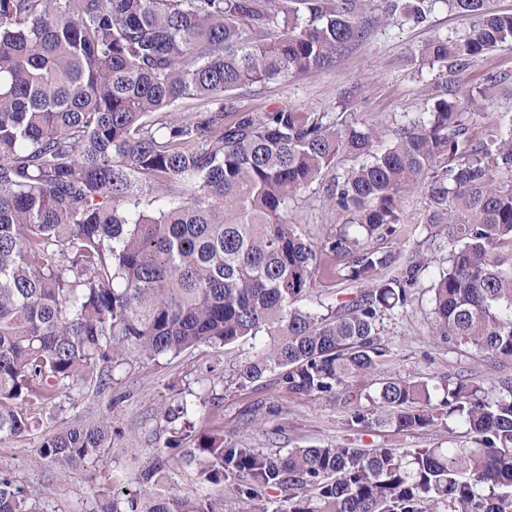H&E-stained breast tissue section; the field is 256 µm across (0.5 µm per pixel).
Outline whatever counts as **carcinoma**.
I'll use <instances>...</instances> for the list:
<instances>
[{
    "instance_id": "carcinoma-1",
    "label": "carcinoma",
    "mask_w": 512,
    "mask_h": 512,
    "mask_svg": "<svg viewBox=\"0 0 512 512\" xmlns=\"http://www.w3.org/2000/svg\"><path fill=\"white\" fill-rule=\"evenodd\" d=\"M474 17L464 37L418 49L452 67L509 43L512 12L490 0H384L415 23L432 5ZM355 0H0V443L39 428L70 383L101 384L130 351L153 360L198 344L258 341L237 384L276 373L293 394L336 393L379 377L351 424L417 430L434 420L428 383L386 374L380 322L412 303L432 260L372 240L395 238L401 198L424 189L422 229L442 235L448 266L432 280L431 336L512 360V124L471 143L480 91L456 87L426 122L391 143L321 114L279 107L224 122V97L329 67L366 27ZM185 107L180 112L178 108ZM358 166L328 192L341 223L320 234L289 217L342 153ZM365 286L337 306L322 293ZM440 403L463 448L311 446L285 456L200 437V477L288 491L291 512H512V376L491 400L448 376ZM112 448V423L43 437L58 475ZM158 451L135 494L97 491L93 512H219L216 501L157 493ZM0 512H46L0 472Z\"/></svg>"
}]
</instances>
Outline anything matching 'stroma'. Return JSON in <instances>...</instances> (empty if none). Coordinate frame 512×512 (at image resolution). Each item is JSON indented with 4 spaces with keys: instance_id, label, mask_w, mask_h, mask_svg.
Segmentation results:
<instances>
[{
    "instance_id": "1",
    "label": "stroma",
    "mask_w": 512,
    "mask_h": 512,
    "mask_svg": "<svg viewBox=\"0 0 512 512\" xmlns=\"http://www.w3.org/2000/svg\"><path fill=\"white\" fill-rule=\"evenodd\" d=\"M382 2L357 0L356 15L365 22L367 33L333 66L237 91L232 98L235 111L256 114L293 107L339 123L377 128L379 142L385 145L397 125L427 119L438 88L447 85L478 87L485 93L482 117L472 127L475 142H491L512 123V46L498 47L461 70L420 64L415 50L460 38L472 27V18L438 2L424 23L385 22L381 19ZM400 207L404 224L400 235L388 241V248L406 254L424 248L434 265H446V243L439 240L433 247L424 245L420 228L428 214L424 192L405 197ZM431 276V271L422 272L412 303L385 316L381 325L387 346L384 370L433 387L448 376L461 375L489 389L499 378L512 375L510 359L434 340L429 318ZM251 353L250 342L242 340L225 347L202 344L151 361L127 354L113 366L109 384L71 386L46 411L39 430L0 444V470L15 476L26 493L49 492L48 512H92L99 488L114 483L129 492L136 490L138 470L157 449L166 448L169 433L164 411L186 399L196 401L197 406L188 414L192 427L180 446L166 449L171 482L188 499L222 494V512H242L244 497L236 479L225 480L220 488L200 480L202 457L197 446L205 434L219 433L225 445L272 454L307 446L406 452L457 448L469 442L462 428L444 416L412 431L350 426L352 410H366L371 405L374 379L370 376L352 378L348 389L320 398L289 393L272 374L238 386L234 371ZM103 418L112 422V449L103 457L86 462L65 478L39 457L37 449L45 434Z\"/></svg>"
}]
</instances>
